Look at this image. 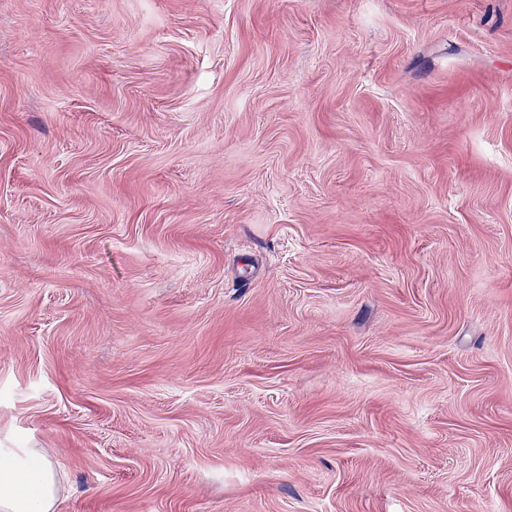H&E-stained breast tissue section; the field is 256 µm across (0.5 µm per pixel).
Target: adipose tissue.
Returning a JSON list of instances; mask_svg holds the SVG:
<instances>
[{
	"mask_svg": "<svg viewBox=\"0 0 512 512\" xmlns=\"http://www.w3.org/2000/svg\"><path fill=\"white\" fill-rule=\"evenodd\" d=\"M60 490L56 468L42 449L0 451V512H54Z\"/></svg>",
	"mask_w": 512,
	"mask_h": 512,
	"instance_id": "adipose-tissue-1",
	"label": "adipose tissue"
}]
</instances>
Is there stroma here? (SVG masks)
I'll use <instances>...</instances> for the list:
<instances>
[{"label":"stroma","instance_id":"35a3bbf8","mask_svg":"<svg viewBox=\"0 0 512 512\" xmlns=\"http://www.w3.org/2000/svg\"><path fill=\"white\" fill-rule=\"evenodd\" d=\"M0 448L55 512H512V0H0Z\"/></svg>","mask_w":512,"mask_h":512}]
</instances>
